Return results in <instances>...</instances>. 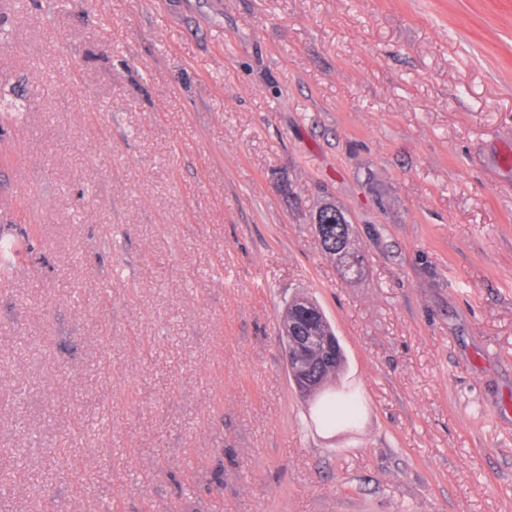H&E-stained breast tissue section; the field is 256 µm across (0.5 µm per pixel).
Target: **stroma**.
Masks as SVG:
<instances>
[{
  "mask_svg": "<svg viewBox=\"0 0 512 512\" xmlns=\"http://www.w3.org/2000/svg\"><path fill=\"white\" fill-rule=\"evenodd\" d=\"M511 150L512 0H0L8 512H512ZM323 213L324 224L326 225L322 247L326 256L336 261L342 275L345 278L357 277L363 266V254L356 248L351 240L353 236L352 225L349 224L345 213L333 202H325L317 210ZM341 218L342 224H339ZM339 246L340 250L336 251ZM340 251H343L339 255ZM291 315L287 318L282 317L281 331L282 336L286 338L292 347V365L289 356V342L287 341V361L290 381H292L293 369L298 376L295 380V388L304 396L313 398L323 388L328 385L344 369V355L340 347V353L336 358L325 361L314 367L310 377L311 367L321 361L325 355H336L335 342L331 334L320 335L316 330V325L320 322L318 308L315 303L306 296H299L291 301ZM316 402L319 419L326 427L336 426L341 413L352 420L358 412L357 400L350 391H328Z\"/></svg>",
  "mask_w": 512,
  "mask_h": 512,
  "instance_id": "obj_1",
  "label": "stroma"
}]
</instances>
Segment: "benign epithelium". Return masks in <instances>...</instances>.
I'll return each mask as SVG.
<instances>
[{
    "mask_svg": "<svg viewBox=\"0 0 512 512\" xmlns=\"http://www.w3.org/2000/svg\"><path fill=\"white\" fill-rule=\"evenodd\" d=\"M291 306V315L281 320L282 336L292 347V365L298 376L295 388L312 398L323 389V383L310 377L311 367L325 355H336L335 342L331 335H321L316 330L320 316L313 301L299 296L291 301Z\"/></svg>",
    "mask_w": 512,
    "mask_h": 512,
    "instance_id": "1",
    "label": "benign epithelium"
}]
</instances>
